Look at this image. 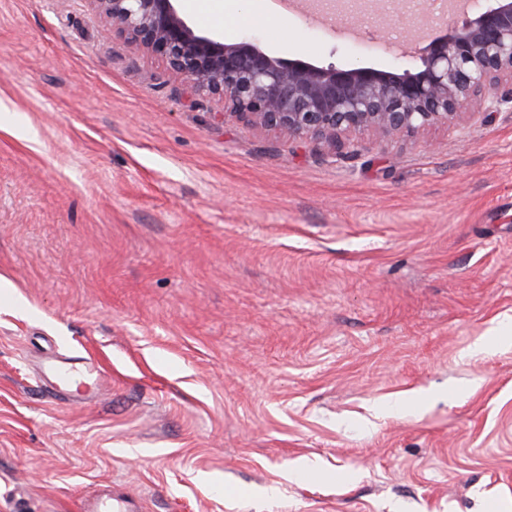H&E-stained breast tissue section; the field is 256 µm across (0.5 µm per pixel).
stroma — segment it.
<instances>
[{
  "label": "stroma",
  "mask_w": 512,
  "mask_h": 512,
  "mask_svg": "<svg viewBox=\"0 0 512 512\" xmlns=\"http://www.w3.org/2000/svg\"><path fill=\"white\" fill-rule=\"evenodd\" d=\"M195 29L319 66L431 18ZM0 512H512V89L334 149L227 119L87 0H0ZM140 508L135 502L127 498H116L112 491H105L96 498L82 503L81 512H136Z\"/></svg>",
  "instance_id": "obj_1"
}]
</instances>
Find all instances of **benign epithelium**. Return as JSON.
Masks as SVG:
<instances>
[{"mask_svg": "<svg viewBox=\"0 0 512 512\" xmlns=\"http://www.w3.org/2000/svg\"><path fill=\"white\" fill-rule=\"evenodd\" d=\"M138 51L166 61L170 76L245 118L299 140L340 148L368 133L385 139L448 126L498 102L512 83V0H487L450 26L438 23L420 64L389 70L317 66L226 43L190 26L177 0H87Z\"/></svg>", "mask_w": 512, "mask_h": 512, "instance_id": "1", "label": "benign epithelium"}]
</instances>
